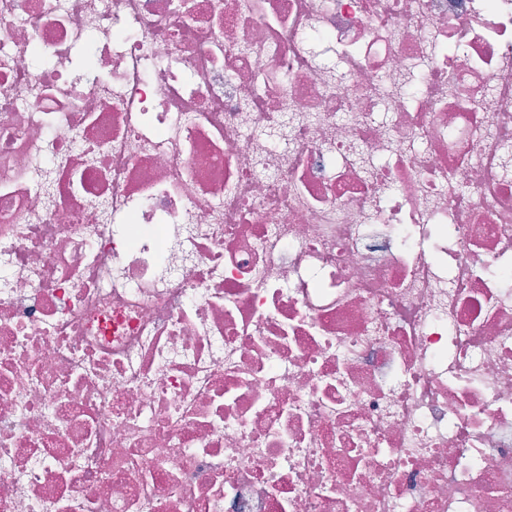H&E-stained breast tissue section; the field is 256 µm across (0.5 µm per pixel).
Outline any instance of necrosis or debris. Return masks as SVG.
<instances>
[{
    "label": "necrosis or debris",
    "mask_w": 512,
    "mask_h": 512,
    "mask_svg": "<svg viewBox=\"0 0 512 512\" xmlns=\"http://www.w3.org/2000/svg\"><path fill=\"white\" fill-rule=\"evenodd\" d=\"M0 512H512V0H0Z\"/></svg>",
    "instance_id": "4bbe7bcc"
}]
</instances>
